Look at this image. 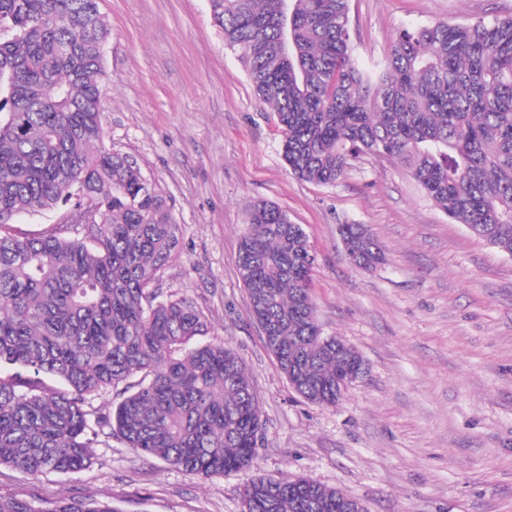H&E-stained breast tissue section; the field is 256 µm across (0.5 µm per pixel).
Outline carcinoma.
Segmentation results:
<instances>
[{"label": "carcinoma", "mask_w": 512, "mask_h": 512, "mask_svg": "<svg viewBox=\"0 0 512 512\" xmlns=\"http://www.w3.org/2000/svg\"><path fill=\"white\" fill-rule=\"evenodd\" d=\"M259 100L284 133L298 179L334 185L351 161L405 167L452 221L512 255V18L405 28L373 69L354 57L349 0H209ZM108 26L98 0H0V465L37 477L92 464L98 432L187 473L252 466L259 400L239 356L197 343L202 314L158 300L180 239L168 199L101 121ZM70 206L92 222L28 233L23 214ZM340 236L356 265L383 261L363 224ZM237 273L266 347L316 405H334L358 354L325 336L302 225L252 206ZM58 380L52 386L41 375ZM139 378L136 383L132 378ZM125 385L97 416L90 400ZM244 512H366L339 489L260 474ZM0 512H118L107 501L0 497Z\"/></svg>", "instance_id": "carcinoma-1"}]
</instances>
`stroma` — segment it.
Segmentation results:
<instances>
[{"label": "stroma", "mask_w": 512, "mask_h": 512, "mask_svg": "<svg viewBox=\"0 0 512 512\" xmlns=\"http://www.w3.org/2000/svg\"><path fill=\"white\" fill-rule=\"evenodd\" d=\"M105 144L168 198L180 246L158 288L201 312L241 357L263 435L253 467L201 477L101 435L94 462L31 477L0 466V496L109 500L120 512H242L259 474L304 477L367 512H512V255L452 222L410 173L365 156L336 185L292 175L275 112L256 97L209 0H99ZM512 16V0H350L359 63L397 32ZM275 204L305 229L324 334L369 371L334 406L295 392L265 347L235 266L247 212ZM368 226L386 260L355 266L339 225Z\"/></svg>", "instance_id": "stroma-1"}]
</instances>
